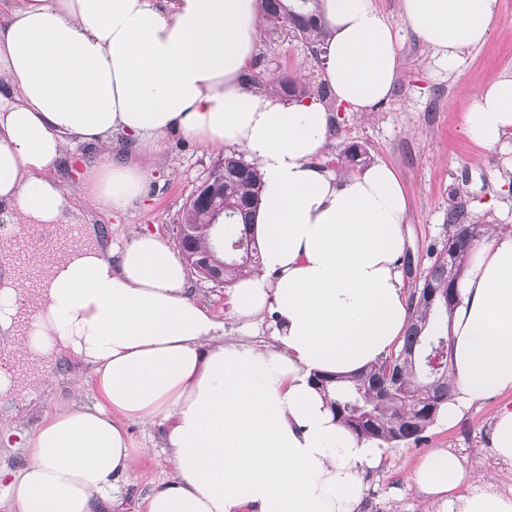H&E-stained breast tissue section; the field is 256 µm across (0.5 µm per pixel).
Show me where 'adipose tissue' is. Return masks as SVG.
Instances as JSON below:
<instances>
[{
  "label": "adipose tissue",
  "instance_id": "adipose-tissue-1",
  "mask_svg": "<svg viewBox=\"0 0 512 512\" xmlns=\"http://www.w3.org/2000/svg\"><path fill=\"white\" fill-rule=\"evenodd\" d=\"M330 28L322 80L348 112L389 100L398 37L377 0H321ZM499 0H403L411 28L456 68L484 44ZM258 0H16L0 15V202L21 223L63 238L72 193L54 172L70 140L106 151L81 190L126 214L145 169L135 156L171 134L242 150L262 176L254 224L261 270L225 290L228 313L265 338L225 337L189 297L175 247L144 231L123 245L97 225L51 257L19 265L0 244V347L28 372L66 360L98 402L46 415L20 469H0L16 512H103L133 471L124 427L160 429L174 475L145 512H358L386 448L334 418L313 377L350 375L398 347L407 300L398 262L406 193L378 162L342 179L316 164L330 114L315 100L247 89ZM469 139L512 131V75L480 87ZM451 324L455 396L446 423L512 391V233L487 237L459 281ZM37 309L28 329L21 310ZM416 479L443 512H512V490L469 481L462 457L437 448Z\"/></svg>",
  "mask_w": 512,
  "mask_h": 512
}]
</instances>
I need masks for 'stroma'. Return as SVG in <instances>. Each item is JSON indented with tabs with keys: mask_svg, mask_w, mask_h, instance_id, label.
I'll use <instances>...</instances> for the list:
<instances>
[{
	"mask_svg": "<svg viewBox=\"0 0 512 512\" xmlns=\"http://www.w3.org/2000/svg\"><path fill=\"white\" fill-rule=\"evenodd\" d=\"M377 3L400 37L396 87L389 101L370 112H333L318 162L346 174L343 152L359 143L372 161L385 162L397 173L408 198L403 252L413 268L404 278L405 288L410 289L429 265L431 249L441 247L446 239L451 206L464 204L473 223L512 228V133L506 134L502 145L483 148L463 131L472 91L512 73V0H500L488 40L466 51L452 71L405 21L402 0ZM256 57L262 75L287 73L314 85L322 82L321 63L294 37L272 42L260 38ZM224 154L221 147L169 136L156 157L143 161L148 171L143 200L119 218L83 206L81 221L109 228L110 239L118 244L144 230L173 240L186 201ZM96 401L92 388L75 386L65 378L30 394L22 417L0 418V465L10 469L19 465L28 454L25 437L36 432L46 414ZM507 403L512 404V393L478 401L454 426L433 423L421 443L388 449L384 467L366 480L359 512H426L414 470L418 460L436 448L459 450L468 479L489 473L501 488H511L512 463L496 458L490 446L492 418ZM125 427L140 454L127 482L115 493L118 503L112 512H143L145 496L171 476L174 463L163 453L156 428L136 421L126 422Z\"/></svg>",
	"mask_w": 512,
	"mask_h": 512,
	"instance_id": "obj_1",
	"label": "stroma"
}]
</instances>
